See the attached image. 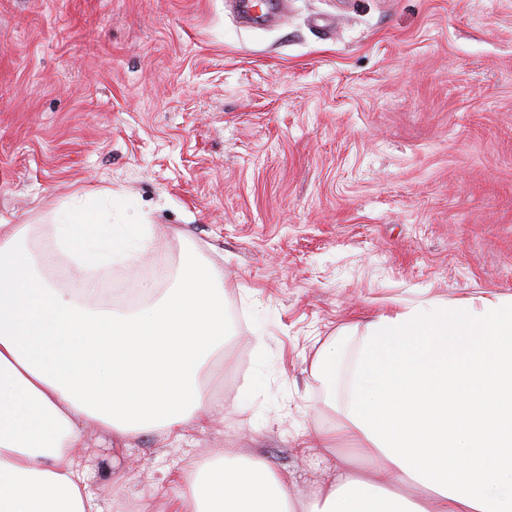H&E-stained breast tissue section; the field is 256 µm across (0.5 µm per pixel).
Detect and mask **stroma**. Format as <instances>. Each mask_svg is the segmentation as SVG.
<instances>
[{"instance_id":"35a3bbf8","label":"stroma","mask_w":512,"mask_h":512,"mask_svg":"<svg viewBox=\"0 0 512 512\" xmlns=\"http://www.w3.org/2000/svg\"><path fill=\"white\" fill-rule=\"evenodd\" d=\"M100 191L155 229L113 273L220 271L234 408L179 440L89 435L91 491L156 512L228 450L307 499L335 462L305 440L372 317L512 295V0H288L269 25L235 0H0V224Z\"/></svg>"}]
</instances>
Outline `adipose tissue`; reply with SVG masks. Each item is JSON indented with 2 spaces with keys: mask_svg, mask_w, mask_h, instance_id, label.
I'll return each mask as SVG.
<instances>
[{
  "mask_svg": "<svg viewBox=\"0 0 512 512\" xmlns=\"http://www.w3.org/2000/svg\"><path fill=\"white\" fill-rule=\"evenodd\" d=\"M81 195L42 229L0 224V512H104L89 491L84 436L127 446L181 436L225 412L209 376L224 354V281L193 259L130 311L102 308L95 268L144 237L105 226ZM69 255L80 292L35 274ZM335 481L302 503L288 475L224 455L186 470L164 512H512V296L391 308L369 324L348 390L327 402Z\"/></svg>",
  "mask_w": 512,
  "mask_h": 512,
  "instance_id": "1",
  "label": "adipose tissue"
}]
</instances>
